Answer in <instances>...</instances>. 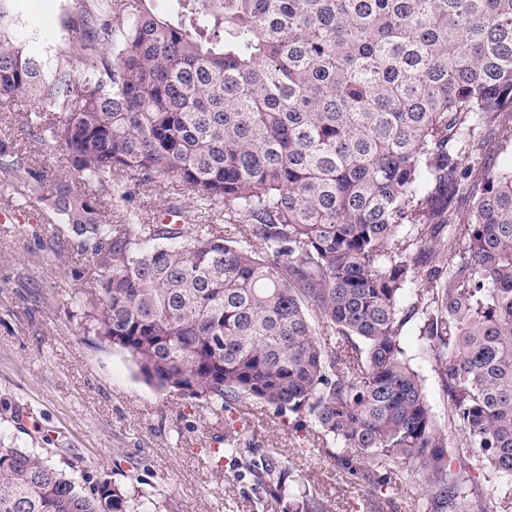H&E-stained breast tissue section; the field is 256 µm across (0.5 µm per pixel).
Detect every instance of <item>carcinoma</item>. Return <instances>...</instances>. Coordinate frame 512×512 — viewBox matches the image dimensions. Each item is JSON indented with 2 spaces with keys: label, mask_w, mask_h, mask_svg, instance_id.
Masks as SVG:
<instances>
[{
  "label": "carcinoma",
  "mask_w": 512,
  "mask_h": 512,
  "mask_svg": "<svg viewBox=\"0 0 512 512\" xmlns=\"http://www.w3.org/2000/svg\"><path fill=\"white\" fill-rule=\"evenodd\" d=\"M16 2L0 100L53 108L28 128L70 174L7 141L0 173L89 262L71 300L100 346L201 407L314 424L380 495L417 472L421 512H488L465 474L512 496V164L483 157L512 143V0H88L67 18L76 71L27 54ZM171 178L224 225L103 219V199ZM422 268L429 297L409 301ZM417 314L446 430L401 346ZM205 454L293 512H335L232 421ZM144 485L0 443V512H160Z\"/></svg>",
  "instance_id": "cac0c4a2"
}]
</instances>
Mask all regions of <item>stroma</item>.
<instances>
[{"mask_svg": "<svg viewBox=\"0 0 512 512\" xmlns=\"http://www.w3.org/2000/svg\"><path fill=\"white\" fill-rule=\"evenodd\" d=\"M81 5L82 0H20L28 53L46 57L60 45L71 64H78L81 38L62 19ZM33 109L27 101L0 103V140L15 143L35 170L61 176L64 157L28 133L26 116ZM175 200L191 222L224 221L223 209L198 211L173 180L137 188L130 205L151 224ZM0 211L18 216L14 223H0V440L37 449L79 473L105 471L121 483L142 477L152 483L161 512H288L287 503L236 477L231 464L203 458L202 448L224 433L223 413L147 385L125 355L95 347L80 312L66 303L68 293L90 287L86 263L52 211L18 195L1 177ZM402 345L439 422L447 423L439 372L417 322L405 326ZM22 409L30 412V422L18 420ZM235 416L239 432L258 453L277 451L334 500L336 512H420L417 475L379 495L337 466L334 449L323 447L316 431L299 436L273 408L249 400Z\"/></svg>", "mask_w": 512, "mask_h": 512, "instance_id": "35a3bbf8", "label": "stroma"}]
</instances>
